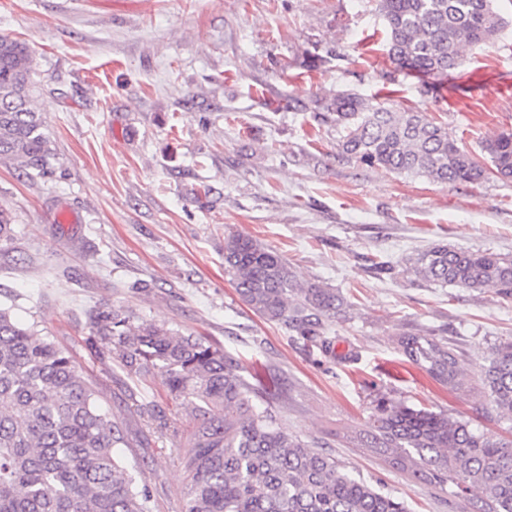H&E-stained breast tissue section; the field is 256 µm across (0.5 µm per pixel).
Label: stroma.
<instances>
[{"instance_id":"obj_1","label":"stroma","mask_w":512,"mask_h":512,"mask_svg":"<svg viewBox=\"0 0 512 512\" xmlns=\"http://www.w3.org/2000/svg\"><path fill=\"white\" fill-rule=\"evenodd\" d=\"M495 8L504 36L466 49L431 88L394 71L379 0H0V34L33 53L34 107L57 153L45 176L0 162V206L18 237L0 247V302L92 379L137 442L118 453L155 512H181L186 474L179 441L137 408L156 402L178 423L187 412L160 375L131 377L106 358L98 308L240 359L284 430L410 512H473L349 437L384 396L512 438V419L479 392L492 348L512 340V298L372 267L437 242L512 256V181L437 183L342 158V128L310 100L350 91L420 112L480 152L512 130V0ZM232 233L277 251L299 280L339 289L330 350L239 299L224 272ZM407 334L448 342L467 387L442 388L409 363L397 344Z\"/></svg>"}]
</instances>
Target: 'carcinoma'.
I'll return each instance as SVG.
<instances>
[{
  "instance_id": "obj_1",
  "label": "carcinoma",
  "mask_w": 512,
  "mask_h": 512,
  "mask_svg": "<svg viewBox=\"0 0 512 512\" xmlns=\"http://www.w3.org/2000/svg\"><path fill=\"white\" fill-rule=\"evenodd\" d=\"M379 11L390 64L423 82L447 78L466 48L505 30L492 0H380ZM39 92L28 46L0 35V161L49 174L55 153L33 107ZM314 103L320 121L343 127L338 150L348 160L439 183L512 179V132L486 139L481 158L420 112L375 106L345 92ZM13 222L0 207V243L14 240ZM224 269L256 314L310 340L321 337L324 321L345 304L336 288L298 282L275 250L249 237L225 238ZM405 271L434 284L512 296V257L488 250L434 243L408 258ZM93 323L116 365L130 376L158 371L167 395L189 412L188 424L177 426L157 404L139 408L160 435L183 444L184 512H407L281 428L224 349L163 325H136L112 309L97 312ZM398 347L438 384L454 390L466 382L447 343L409 335L399 337ZM481 387L500 413L512 416V342L494 347ZM126 442L69 352L0 306V512H154L149 491L114 454ZM359 442L414 479L451 488L452 496L472 501L474 512H512V439L380 401Z\"/></svg>"
}]
</instances>
